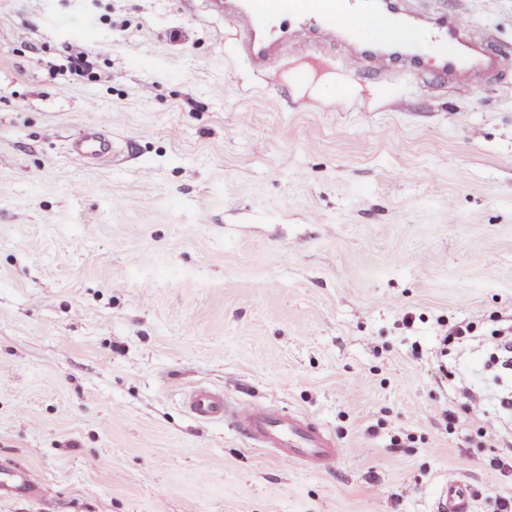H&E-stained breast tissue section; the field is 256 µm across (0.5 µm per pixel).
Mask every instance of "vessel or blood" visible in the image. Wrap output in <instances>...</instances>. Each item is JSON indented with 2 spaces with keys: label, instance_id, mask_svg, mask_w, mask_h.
I'll return each instance as SVG.
<instances>
[{
  "label": "vessel or blood",
  "instance_id": "b4317fda",
  "mask_svg": "<svg viewBox=\"0 0 512 512\" xmlns=\"http://www.w3.org/2000/svg\"><path fill=\"white\" fill-rule=\"evenodd\" d=\"M351 0H220L226 13L234 16L237 25L239 57L254 67H269L284 51L307 56L318 45L335 43L341 22L350 17ZM288 17L293 26L283 42L265 37L268 25L278 17ZM448 39L461 44H475L471 55L454 54L442 58L439 67L441 83L455 86L472 85L475 78L498 75L512 58L499 52L492 35L480 42L471 38L470 21L457 12L442 21ZM354 70L374 78L387 74L390 60L383 55L346 54ZM112 157L111 141L97 132L87 133L76 141L69 153L72 162L81 165L104 164ZM187 411L197 420L227 422L255 444L274 449L279 461L286 465L328 468L337 463L344 451L336 439L317 421L307 415L283 414L252 402L228 403L223 391L199 386L184 401ZM433 512H472L469 486L459 479H450L439 488Z\"/></svg>",
  "mask_w": 512,
  "mask_h": 512
}]
</instances>
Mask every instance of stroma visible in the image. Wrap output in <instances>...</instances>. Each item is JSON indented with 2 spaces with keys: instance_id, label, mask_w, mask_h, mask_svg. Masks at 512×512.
<instances>
[{
  "instance_id": "stroma-1",
  "label": "stroma",
  "mask_w": 512,
  "mask_h": 512,
  "mask_svg": "<svg viewBox=\"0 0 512 512\" xmlns=\"http://www.w3.org/2000/svg\"><path fill=\"white\" fill-rule=\"evenodd\" d=\"M408 3L512 52V0ZM1 30L0 512H432L451 477L498 512L499 449L435 409L512 381L483 344L436 355L512 319V71L441 87L422 45L374 81L327 47L302 94L300 55L249 67L213 0H0ZM91 127L112 158L81 167ZM200 385L314 417L342 459L198 422ZM478 324L476 321L458 322L448 327V336L446 334L445 341L447 338L453 340L454 345L458 348H462L469 344L473 339L479 335L476 334Z\"/></svg>"
}]
</instances>
